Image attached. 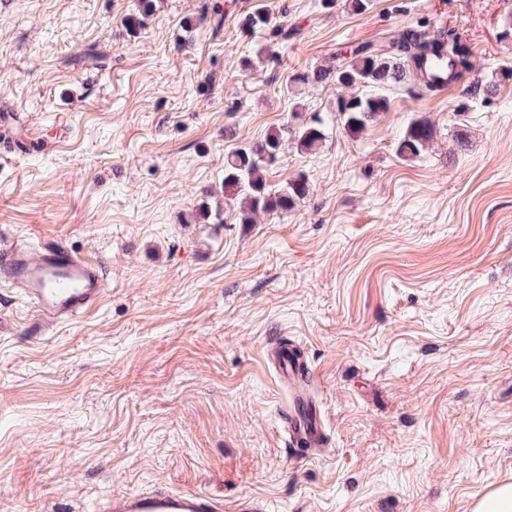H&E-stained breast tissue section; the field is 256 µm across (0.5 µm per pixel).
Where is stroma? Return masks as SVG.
I'll return each instance as SVG.
<instances>
[{
    "instance_id": "obj_1",
    "label": "stroma",
    "mask_w": 512,
    "mask_h": 512,
    "mask_svg": "<svg viewBox=\"0 0 512 512\" xmlns=\"http://www.w3.org/2000/svg\"><path fill=\"white\" fill-rule=\"evenodd\" d=\"M220 7L219 35L199 27ZM0 0V249L61 242L106 266L102 303L44 322L0 282V512H89L166 487L257 512H472L512 482V81L468 97L392 94L356 139L341 85L292 91L415 28L464 32L484 81L512 67V0ZM296 28L247 31L248 14ZM270 58L245 68L259 48ZM104 66L79 61L87 49ZM288 146L285 214L206 224L224 157L313 113ZM429 118L431 148L395 144ZM463 141H456V134ZM305 351L328 448L295 459L267 361ZM436 136L435 127L427 119L412 120L396 143V153L403 159L420 157Z\"/></svg>"
}]
</instances>
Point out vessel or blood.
Returning a JSON list of instances; mask_svg holds the SVG:
<instances>
[{"label":"vessel or blood","instance_id":"vessel-or-blood-1","mask_svg":"<svg viewBox=\"0 0 512 512\" xmlns=\"http://www.w3.org/2000/svg\"><path fill=\"white\" fill-rule=\"evenodd\" d=\"M100 262L61 245H19L0 252V278L28 299L42 319L71 323L96 307L104 293ZM271 362L292 399L282 413V428L292 457L316 454L329 444L320 409L310 392L311 373L302 349L276 345ZM92 512H229L223 499L207 493L153 491L113 496Z\"/></svg>","mask_w":512,"mask_h":512}]
</instances>
